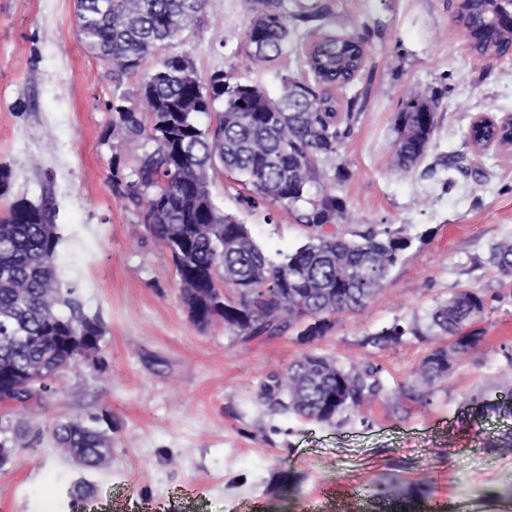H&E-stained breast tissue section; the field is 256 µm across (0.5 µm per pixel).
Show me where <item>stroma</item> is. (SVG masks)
I'll use <instances>...</instances> for the list:
<instances>
[{"label":"stroma","mask_w":512,"mask_h":512,"mask_svg":"<svg viewBox=\"0 0 512 512\" xmlns=\"http://www.w3.org/2000/svg\"><path fill=\"white\" fill-rule=\"evenodd\" d=\"M322 2L321 30L356 31L367 47L343 93L352 133L323 165L346 204L334 231L388 227L410 246L365 307L335 315L307 342L293 330L247 340L220 322L201 330L189 321L169 253L112 191L113 163L132 166L139 150L106 137L108 105L132 96L138 77L85 52L75 0H0V165L12 171V197L52 203L61 289L105 328L102 366L71 364L51 392L10 414L23 436L0 467V512H394L372 493L380 481L396 497L412 484L431 488L429 512H512V416L484 410L479 397L512 389L503 353L512 281L488 261L492 244L512 238V146L475 155L472 174L442 164L466 152L476 117H512V58L469 53L458 0ZM249 21L242 0H206L175 51L201 79L230 72L277 96L278 72L300 66L290 56L245 69ZM412 90L437 97L435 127L425 157L400 172L395 122ZM210 189L268 256L310 234L286 207L245 208L232 177L214 176ZM461 287L488 299L474 325L482 340L447 377L410 391L433 340L407 335L379 348L365 339L394 323L426 324ZM307 352L377 364L385 389L341 426L272 411L261 383ZM101 412L112 416L111 461L88 472L51 429ZM285 472L299 476L295 490H283ZM82 480L93 491L78 502Z\"/></svg>","instance_id":"1"}]
</instances>
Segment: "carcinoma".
Wrapping results in <instances>:
<instances>
[{"mask_svg":"<svg viewBox=\"0 0 512 512\" xmlns=\"http://www.w3.org/2000/svg\"><path fill=\"white\" fill-rule=\"evenodd\" d=\"M250 13L244 54L248 67L271 65L288 55L294 27L277 0H242ZM205 0H76L81 42L103 62L138 75L133 97L112 100L106 136L149 145L125 170L112 167V190L140 216V225L170 254L182 304L203 329L216 321L247 340L271 338L291 329L323 336L331 317L366 306L410 241L397 231L368 229L355 239L324 231L345 213L332 192L324 161L336 157L352 132L355 115L341 111L333 90L351 84L364 63L363 39L354 33L314 30L301 44L308 80L278 74L280 93L216 71L207 81L193 61L172 52L184 42ZM456 21L469 52L481 58L512 55V0H460ZM436 101L412 92L397 115L395 168L406 172L426 155L435 125ZM210 115L202 127L197 115ZM512 142V124L469 128L467 144ZM247 190L249 207L283 205L298 211L312 230L308 241L275 261L257 245L246 225L221 210L210 183L219 173ZM60 236L49 203L26 198L0 211V400L25 405L52 390L57 374L75 360L96 355L104 335L96 317L67 299L69 315L57 321L60 288L55 260ZM490 261L512 278V239L491 248ZM235 297L224 300L218 285ZM483 295L459 288L430 313L426 330L393 324L366 343L382 347L410 334L433 336L439 345L414 372V382L431 386L480 342L472 326L483 316ZM384 391L381 368L371 363L345 367L314 352L303 354L282 375L262 382L260 398L271 410L323 424H344ZM66 420L51 435L73 450L84 468L99 470L110 450L102 425Z\"/></svg>","mask_w":512,"mask_h":512,"instance_id":"carcinoma-1","label":"carcinoma"}]
</instances>
